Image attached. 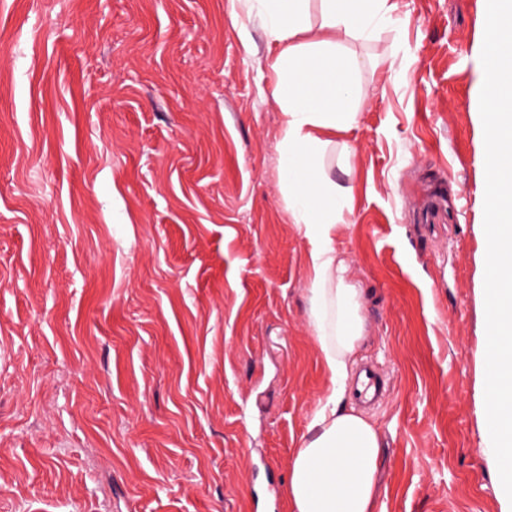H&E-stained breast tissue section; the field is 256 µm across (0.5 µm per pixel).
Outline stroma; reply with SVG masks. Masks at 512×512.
<instances>
[{"mask_svg":"<svg viewBox=\"0 0 512 512\" xmlns=\"http://www.w3.org/2000/svg\"><path fill=\"white\" fill-rule=\"evenodd\" d=\"M255 0H0V512H293L330 380ZM339 36L321 173L361 291L378 512H512L483 360L484 0ZM352 152H344L343 144ZM353 396L363 402H379L386 392L385 379L374 369L366 367L359 372L351 388Z\"/></svg>","mask_w":512,"mask_h":512,"instance_id":"35a3bbf8","label":"stroma"}]
</instances>
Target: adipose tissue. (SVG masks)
I'll return each instance as SVG.
<instances>
[{
    "label": "adipose tissue",
    "mask_w": 512,
    "mask_h": 512,
    "mask_svg": "<svg viewBox=\"0 0 512 512\" xmlns=\"http://www.w3.org/2000/svg\"><path fill=\"white\" fill-rule=\"evenodd\" d=\"M257 2L266 38L278 48L272 95L284 117L281 185L288 213L311 245L310 317L331 383L288 472V495L295 512H376L381 439L367 418L341 404L362 335L360 293L346 281L332 245L350 193L324 181L316 161L331 136L354 128L360 115L352 80L360 62L340 54L337 34L370 40L410 19L397 13L394 0H320L315 25L307 0Z\"/></svg>",
    "instance_id": "obj_1"
}]
</instances>
